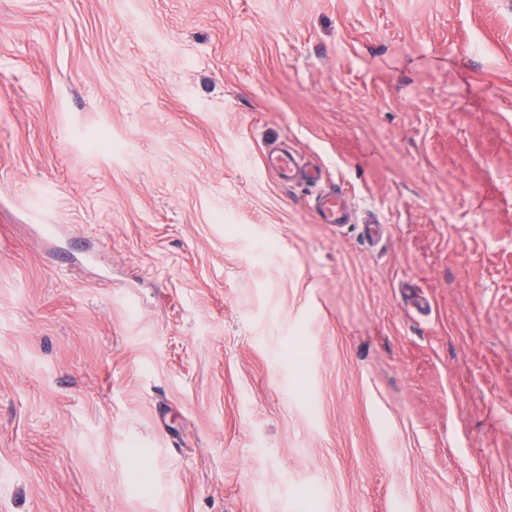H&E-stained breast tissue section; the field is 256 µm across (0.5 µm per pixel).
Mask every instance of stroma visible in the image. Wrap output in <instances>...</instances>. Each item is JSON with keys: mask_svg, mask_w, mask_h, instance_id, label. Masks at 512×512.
Listing matches in <instances>:
<instances>
[{"mask_svg": "<svg viewBox=\"0 0 512 512\" xmlns=\"http://www.w3.org/2000/svg\"><path fill=\"white\" fill-rule=\"evenodd\" d=\"M0 512H512V0H0ZM264 166L283 182L297 180L315 182L319 178L318 169L303 164L290 152L269 149L264 156ZM320 224H347V205L341 195L322 193L314 199L313 209Z\"/></svg>", "mask_w": 512, "mask_h": 512, "instance_id": "1", "label": "stroma"}]
</instances>
